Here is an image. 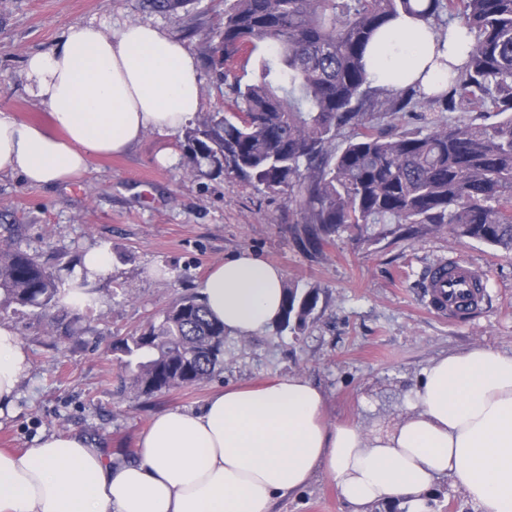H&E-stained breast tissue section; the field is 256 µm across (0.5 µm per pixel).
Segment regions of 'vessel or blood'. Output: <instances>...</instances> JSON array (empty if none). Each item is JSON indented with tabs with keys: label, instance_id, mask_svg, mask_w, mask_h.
<instances>
[{
	"label": "vessel or blood",
	"instance_id": "vessel-or-blood-1",
	"mask_svg": "<svg viewBox=\"0 0 512 512\" xmlns=\"http://www.w3.org/2000/svg\"><path fill=\"white\" fill-rule=\"evenodd\" d=\"M423 286L428 308L451 320L465 318L479 307L485 296L481 270L459 261L432 266L424 276Z\"/></svg>",
	"mask_w": 512,
	"mask_h": 512
}]
</instances>
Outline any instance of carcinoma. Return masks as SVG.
Instances as JSON below:
<instances>
[{
    "label": "carcinoma",
    "mask_w": 512,
    "mask_h": 512,
    "mask_svg": "<svg viewBox=\"0 0 512 512\" xmlns=\"http://www.w3.org/2000/svg\"><path fill=\"white\" fill-rule=\"evenodd\" d=\"M426 20L440 39L466 32L463 63L427 95L418 86L375 87L364 54L400 13ZM258 57L253 79L235 81L228 112L186 130L188 171L206 167L282 197L300 215L299 238L315 246L353 227L423 224L512 252V0H224L208 36L207 63L222 81ZM497 112L494 123H404L399 113ZM354 131L335 144L343 128ZM282 330L303 329L318 306L314 287L286 285ZM0 291L10 304L45 308L63 282L18 247L0 248ZM224 324L197 296L115 350L130 390L153 395L204 382L224 365Z\"/></svg>",
    "instance_id": "1"
}]
</instances>
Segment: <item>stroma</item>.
Listing matches in <instances>:
<instances>
[{"mask_svg": "<svg viewBox=\"0 0 512 512\" xmlns=\"http://www.w3.org/2000/svg\"><path fill=\"white\" fill-rule=\"evenodd\" d=\"M224 0H195L178 14L142 0H0V111L50 126L48 111L26 90L24 61L57 43L70 25L120 28L148 23L182 42L195 58L202 113L225 111L232 92L206 61L204 35ZM171 150L168 167L156 156ZM184 131H147L120 156L96 159L61 185H31L0 175V245L39 256L72 282L84 253L104 248L109 271L87 281L94 301L76 311L0 307V324L19 336L31 369L10 414L0 417V448L24 451L46 433L74 432L113 463L134 460L153 416L200 407L210 392L302 375L323 389L329 422L354 421L379 433L407 412L423 371L438 357L474 346L512 351V253L445 233L378 224L346 231L315 247L300 240V215L280 197L221 175L186 174ZM250 251L280 267L285 280L315 287L320 300L303 331L272 327L241 339L226 336L224 366L210 380L137 396L112 353L113 342L158 320L184 294H197L215 263ZM460 260L486 275L482 304L451 323L426 307L422 278ZM272 512H347L332 480L317 475Z\"/></svg>", "mask_w": 512, "mask_h": 512, "instance_id": "1", "label": "stroma"}]
</instances>
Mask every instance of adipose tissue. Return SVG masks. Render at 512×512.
<instances>
[{"mask_svg": "<svg viewBox=\"0 0 512 512\" xmlns=\"http://www.w3.org/2000/svg\"><path fill=\"white\" fill-rule=\"evenodd\" d=\"M462 34L437 42L406 13L367 47L374 85L446 83L464 59ZM26 91L54 129L0 115V175L56 185L94 158L121 154L146 130L171 133L201 106L197 63L149 24L116 32L78 23L29 55ZM284 273L244 251L211 267L199 297L225 331L248 338L281 313ZM29 369L0 324V415ZM324 392L301 375L214 391L197 410L156 414L136 461L112 465L76 434H49L23 452L0 450V512H270L274 499L328 476L349 512L400 504L425 512L436 481L452 477L481 512H512V353L476 346L425 369L413 404L384 433L326 420Z\"/></svg>", "mask_w": 512, "mask_h": 512, "instance_id": "1", "label": "adipose tissue"}]
</instances>
